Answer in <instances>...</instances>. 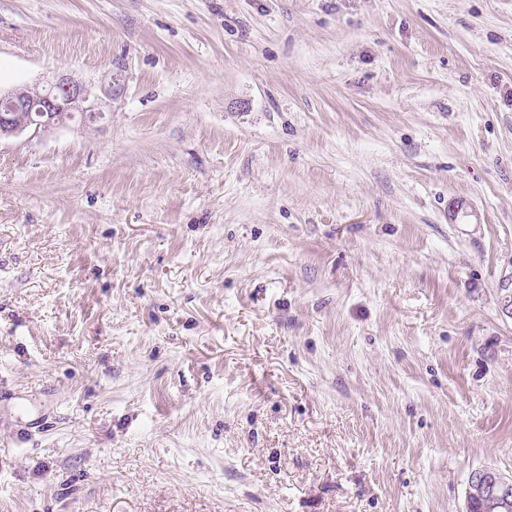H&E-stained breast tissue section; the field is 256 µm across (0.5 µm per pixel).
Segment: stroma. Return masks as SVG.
<instances>
[{"label":"stroma","instance_id":"stroma-1","mask_svg":"<svg viewBox=\"0 0 512 512\" xmlns=\"http://www.w3.org/2000/svg\"><path fill=\"white\" fill-rule=\"evenodd\" d=\"M60 74L102 117L0 141V512L512 473V0H0V90Z\"/></svg>","mask_w":512,"mask_h":512}]
</instances>
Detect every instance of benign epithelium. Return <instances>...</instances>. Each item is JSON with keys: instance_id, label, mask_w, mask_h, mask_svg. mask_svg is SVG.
Masks as SVG:
<instances>
[{"instance_id": "1", "label": "benign epithelium", "mask_w": 512, "mask_h": 512, "mask_svg": "<svg viewBox=\"0 0 512 512\" xmlns=\"http://www.w3.org/2000/svg\"><path fill=\"white\" fill-rule=\"evenodd\" d=\"M77 115L94 120L101 112L91 91L71 76L62 75L44 86H18L0 93V140L48 130ZM466 499V512L484 503L512 512V474L493 467L472 471Z\"/></svg>"}]
</instances>
